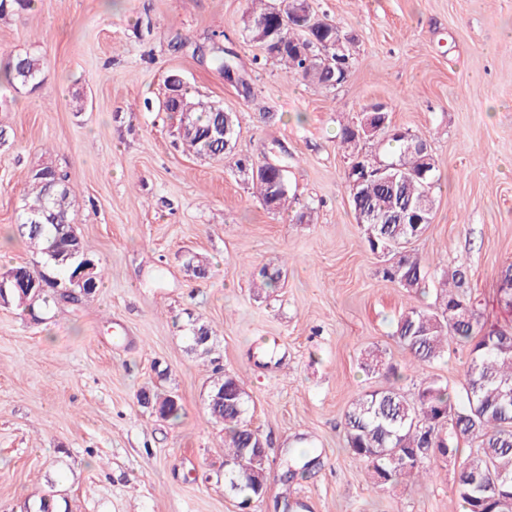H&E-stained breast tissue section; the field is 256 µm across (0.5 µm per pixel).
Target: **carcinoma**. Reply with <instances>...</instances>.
<instances>
[{
	"instance_id": "cac0c4a2",
	"label": "carcinoma",
	"mask_w": 512,
	"mask_h": 512,
	"mask_svg": "<svg viewBox=\"0 0 512 512\" xmlns=\"http://www.w3.org/2000/svg\"><path fill=\"white\" fill-rule=\"evenodd\" d=\"M274 27L287 26L288 42L280 47L266 46L260 31L247 28L249 41L259 45L266 57L288 66L321 89H331L324 60L319 49L299 57V48L313 41L333 37L336 24L318 18L308 0H280V6H264L251 12ZM45 70L44 57L36 54L9 55L0 58V85L36 86ZM164 111L193 113L197 137L190 150L197 156L216 162L228 160L224 142L207 136L214 117L212 106L194 102L185 87ZM386 125L365 139L378 145L395 142L397 154L385 164L382 176L370 178L358 187L347 184L349 201L355 214L370 218L383 217L378 224L361 225L369 250L388 258L385 275L404 288L417 289L426 278L419 258L411 245L433 221L435 198L433 188L438 182L433 156L410 151L405 140L392 126L390 113H384ZM43 175L33 174L23 195L22 221L35 224L18 225V231L37 248L43 262L36 268L13 266L4 275L13 279L38 275L46 290L23 297L7 282L0 291V300L29 312L35 320L51 305L78 304L92 294L102 282V270L96 267L87 274L84 286L72 284L83 266L84 254L70 246L77 237L72 219L73 195L67 176L50 168H41ZM288 183L275 168L269 175L252 180L253 194L267 203L274 182ZM427 218L416 226L413 215ZM466 272L455 269L448 273L442 289V311L412 308L403 312L396 323L394 336L414 361L432 364L448 354L452 343L469 349L467 380L461 390H449L439 378L422 382L413 396L390 385L362 393L354 398L344 417L346 445L367 467L373 483L395 486L405 480L424 477L429 464L437 456L455 453L461 443H468L473 452L459 475L455 488L464 512H512V351L499 347V337L509 329H488L479 319L476 302L467 291ZM463 305L469 316L454 319L448 306ZM361 367L366 374L390 376L395 367L369 349L362 353ZM140 398L158 407L160 418L176 419L181 400L173 391L143 392ZM207 409L210 418L224 426L228 466L224 469V487L239 498L245 507L265 494L268 482L266 467L267 442L252 428L249 416V395L240 381L224 375V389L212 387ZM415 448H433L435 452L417 459ZM314 459L301 453L287 459L286 473L304 476Z\"/></svg>"
}]
</instances>
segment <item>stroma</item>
I'll return each instance as SVG.
<instances>
[{
    "instance_id": "stroma-1",
    "label": "stroma",
    "mask_w": 512,
    "mask_h": 512,
    "mask_svg": "<svg viewBox=\"0 0 512 512\" xmlns=\"http://www.w3.org/2000/svg\"><path fill=\"white\" fill-rule=\"evenodd\" d=\"M351 40L353 67L331 90L290 76L247 38L248 0H34L0 17V53L45 58L38 88L0 87V273L36 266L17 226L32 172L51 167L76 190L84 248L106 270L79 304L36 323L0 306V512L55 492L60 512H463L454 493L469 453L437 457L426 481L380 487L345 446L344 413L384 386L365 374L376 348L413 393L437 377L461 389L466 347L411 363L393 335L400 313L434 304L443 270L464 266L486 327L511 326L500 301L512 263V0H308ZM232 52L245 86L203 48ZM236 113L234 155L288 170L292 203L267 209L250 170L188 153L162 111L166 77ZM374 103L422 138L440 178L435 215L414 244L421 290L384 276L350 205L345 171L385 153L341 141ZM207 266L188 269L190 257ZM280 270L275 293L253 288ZM213 358L190 348L194 323ZM251 398L267 441L264 497L240 510L224 490V432L207 414L219 373ZM176 392L178 418L153 416L141 390ZM318 461L290 481L288 451Z\"/></svg>"
}]
</instances>
